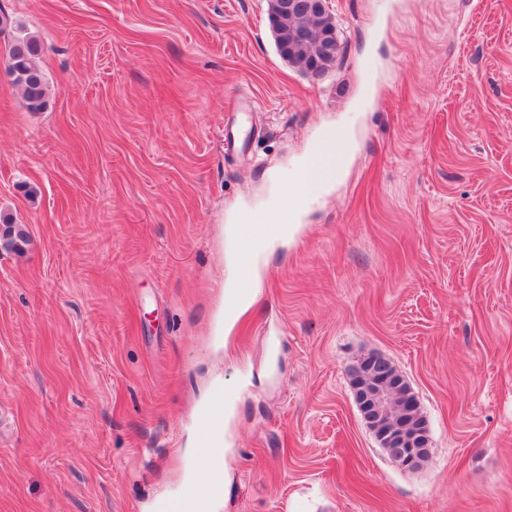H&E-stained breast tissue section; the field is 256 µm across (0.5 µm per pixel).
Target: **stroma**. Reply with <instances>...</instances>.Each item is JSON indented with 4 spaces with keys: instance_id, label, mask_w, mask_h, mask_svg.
I'll list each match as a JSON object with an SVG mask.
<instances>
[{
    "instance_id": "stroma-1",
    "label": "stroma",
    "mask_w": 512,
    "mask_h": 512,
    "mask_svg": "<svg viewBox=\"0 0 512 512\" xmlns=\"http://www.w3.org/2000/svg\"><path fill=\"white\" fill-rule=\"evenodd\" d=\"M330 6L316 82L266 0H0V213L29 237L0 249V512H161L227 384L218 512H512V0ZM331 134L350 167L223 332L240 245ZM371 352L427 417L420 469L361 418ZM39 44L30 37L13 40L8 51L7 71L12 84L19 89L31 110L39 111L46 106L48 88L45 77L36 63Z\"/></svg>"
}]
</instances>
